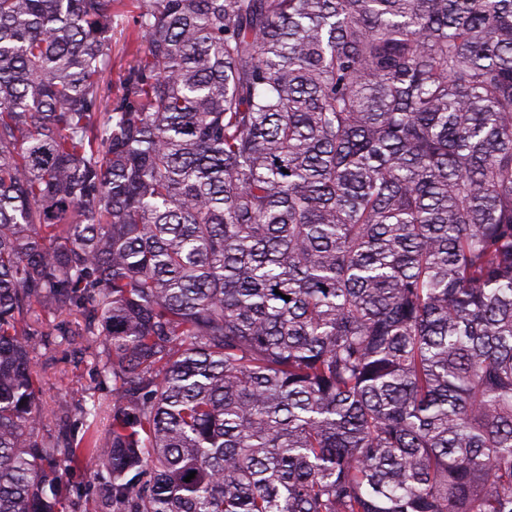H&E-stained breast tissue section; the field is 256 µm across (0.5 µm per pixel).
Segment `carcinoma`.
<instances>
[{
    "label": "carcinoma",
    "mask_w": 512,
    "mask_h": 512,
    "mask_svg": "<svg viewBox=\"0 0 512 512\" xmlns=\"http://www.w3.org/2000/svg\"><path fill=\"white\" fill-rule=\"evenodd\" d=\"M119 5L0 0V512H512V0ZM123 1L120 6V11L126 15L124 23V34L122 37L119 35V30L112 36V43L109 48L112 55V89L116 91L118 85V77L128 66V63L133 59L137 43L135 41L134 28L132 23L131 13L134 10L132 1L135 0H120ZM61 319L50 317L43 323L41 331L50 343L56 341L55 353H49L44 346L35 349L37 368L43 376L42 399L46 408L63 409L71 414L81 436L79 406L87 393H95L103 401L112 399V384L100 386L96 374L95 360L91 351L85 350V342L76 337L72 344L64 336H56L55 324ZM46 352V354H45ZM52 356V357H51ZM60 486L71 498L81 499L87 508L94 504L101 485L109 480L106 470L95 462L84 461L69 470H60Z\"/></svg>",
    "instance_id": "1"
}]
</instances>
